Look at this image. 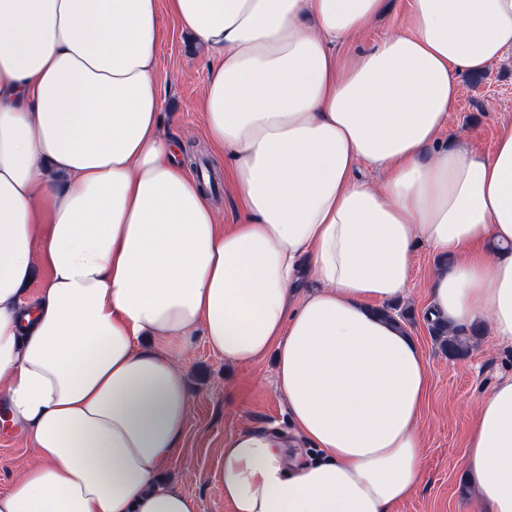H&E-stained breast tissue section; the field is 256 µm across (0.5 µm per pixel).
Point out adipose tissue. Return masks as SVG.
I'll list each match as a JSON object with an SVG mask.
<instances>
[{
  "label": "adipose tissue",
  "mask_w": 512,
  "mask_h": 512,
  "mask_svg": "<svg viewBox=\"0 0 512 512\" xmlns=\"http://www.w3.org/2000/svg\"><path fill=\"white\" fill-rule=\"evenodd\" d=\"M383 4L168 0L210 59L227 229L164 125L158 0H0V401L39 459L0 512H198L157 480L198 332L229 364L275 351L312 449L230 439L232 512H393L415 494L428 365L376 310L407 293L424 243L452 259L430 318L512 344V123L488 154L441 139L459 74L512 51V0H412L408 32L338 57ZM467 448L479 501L512 512V375L480 398Z\"/></svg>",
  "instance_id": "obj_1"
}]
</instances>
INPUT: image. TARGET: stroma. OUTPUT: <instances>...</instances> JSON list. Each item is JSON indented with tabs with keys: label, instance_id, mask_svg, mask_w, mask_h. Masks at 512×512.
I'll list each match as a JSON object with an SVG mask.
<instances>
[{
	"label": "stroma",
	"instance_id": "stroma-1",
	"mask_svg": "<svg viewBox=\"0 0 512 512\" xmlns=\"http://www.w3.org/2000/svg\"><path fill=\"white\" fill-rule=\"evenodd\" d=\"M411 0H386L385 11L357 44L371 45L410 25ZM156 39L157 69L165 119L171 134L184 143V161L192 176L202 167L219 170L220 160L206 147L200 99L209 60L169 14L160 7ZM460 98L448 115L446 136L469 149L492 152L499 126L512 123V55L482 73H461ZM442 259L417 244L410 275L411 294L399 301L406 329L415 337L429 370L426 404L421 416L424 437L423 479L418 491L394 512H484L463 475V459L474 422V400L502 377L512 375V346L500 345L490 332L473 337L468 357L448 359L430 334L425 317V284ZM191 395V411L180 448L162 479L179 484L199 503V512H231L224 502L221 478L225 442L244 431L274 433L295 445L283 399L274 388V358L244 366L225 364L204 336L192 339L180 362ZM33 442L20 428L0 421V492L9 490L19 465L34 463Z\"/></svg>",
	"mask_w": 512,
	"mask_h": 512
}]
</instances>
